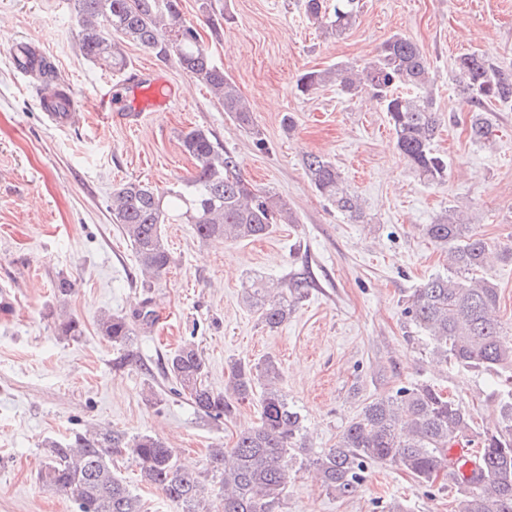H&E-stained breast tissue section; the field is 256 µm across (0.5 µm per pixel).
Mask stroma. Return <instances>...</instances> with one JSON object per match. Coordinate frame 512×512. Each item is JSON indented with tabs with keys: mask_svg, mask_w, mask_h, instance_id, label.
I'll use <instances>...</instances> for the list:
<instances>
[{
	"mask_svg": "<svg viewBox=\"0 0 512 512\" xmlns=\"http://www.w3.org/2000/svg\"><path fill=\"white\" fill-rule=\"evenodd\" d=\"M224 13L211 29L197 0H181L204 48L237 84L253 110L255 133L239 128L209 89L175 59L123 41L126 71L87 59L69 0H0V290L13 307L0 313V512H77L75 500L45 487L39 472L47 441L89 427L152 434L179 461L203 470L210 449L232 445L259 421L246 405L228 421L197 413L163 377L166 357L194 343L207 381L224 389L230 361L274 356L288 401L304 416V457L335 445L363 403L400 386L428 381L491 427L506 393L505 368L485 372L433 362L430 341L404 315L406 301L429 278L446 273V252L422 232L455 208L499 250L512 246V108L486 104L495 129L487 145L469 138L475 108L453 80L460 54L479 51L512 69V0H360L358 19L338 36L309 21L300 0H213ZM416 42L433 77L442 118L434 147L448 159V180L424 183L398 154L385 112L365 96L329 84L297 92V77L342 63L364 66L392 34ZM37 39L58 81L83 93L70 125L48 122L32 83L18 74L8 41ZM175 88L168 109L149 112L134 129L97 118L96 84H119L139 70ZM292 115L293 130L283 126ZM209 129L235 152L247 180L283 197L298 218L249 242L203 239L192 225L167 224L173 263L144 288L134 251L111 221L112 189L128 180L165 191L195 172L178 136ZM261 135L265 149H256ZM315 153L333 161L363 203L360 222L315 190L303 165ZM310 281L287 323L269 331L242 300L249 277ZM74 284L59 301L58 276ZM153 296L158 320L123 346L99 331L106 315H127ZM72 314L82 335H60ZM146 512H177L141 481L131 456L115 464ZM449 477L422 483L405 471L372 466L355 494L323 489L299 468L283 512H453Z\"/></svg>",
	"mask_w": 512,
	"mask_h": 512,
	"instance_id": "obj_1",
	"label": "stroma"
}]
</instances>
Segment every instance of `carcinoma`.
<instances>
[{
    "mask_svg": "<svg viewBox=\"0 0 512 512\" xmlns=\"http://www.w3.org/2000/svg\"><path fill=\"white\" fill-rule=\"evenodd\" d=\"M181 0H73L83 54L115 72L127 67L119 40L137 43L162 58L175 57L179 67L204 84L242 129H254L252 111L231 77L216 65L200 42L197 29L181 19ZM307 17L340 36L358 16L359 0H303ZM454 77L461 93L480 111L472 117L470 139L486 144L488 102L512 105V73L489 56H458ZM334 82L348 93L366 90L379 101L392 127L396 148L421 179L442 183L448 162L434 140L440 113L429 91L430 64L417 43L395 34L362 68L336 65L299 76L296 89L311 95ZM195 175L167 194L139 181L112 189L110 212L129 240L138 264L159 280L173 263L162 225L191 224L201 238L248 241L272 234L298 219L270 190L253 186L241 173L237 154L220 146L213 134L194 127L179 135ZM303 164L324 200L350 219L363 218L336 165L316 154ZM423 232L448 252V273L434 276L407 301L404 314L425 333L431 354L446 362L493 372L512 366V338L497 316L498 283L482 274L490 245L455 209L444 210ZM299 277L270 284L251 277L243 302L269 330L279 328L305 296ZM156 320L154 300L144 298L131 316L109 315L100 331L124 345L134 326L149 328ZM64 336H78L80 321L59 319ZM164 374L178 394L205 416L232 418L244 404L259 408L257 425L236 435L230 448L210 450L207 468L194 472L178 465L161 439L115 431L76 432L45 446L40 479L48 488L72 496L78 512H144L141 500L112 470L113 459L132 455L141 480L161 492L179 512H282L296 456L304 448L303 416L288 403L277 359L230 363L224 392L206 384L207 366L198 348L186 343L168 355ZM472 418L452 398L427 382H417L367 402L341 432L336 446L307 460L322 487L340 497L354 494L374 464L390 465L426 483L451 470L459 496L455 512H512V392L497 407L493 427L480 434L477 447L456 464L448 450L470 442ZM220 477V501L208 497L207 476Z\"/></svg>",
    "mask_w": 512,
    "mask_h": 512,
    "instance_id": "1",
    "label": "carcinoma"
}]
</instances>
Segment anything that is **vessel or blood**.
<instances>
[{"mask_svg":"<svg viewBox=\"0 0 512 512\" xmlns=\"http://www.w3.org/2000/svg\"><path fill=\"white\" fill-rule=\"evenodd\" d=\"M14 67L19 73L40 77L42 52L35 40L14 43L11 50ZM98 115L108 123H139L144 113L167 108L175 97L173 87L160 77L127 80L122 92L96 89ZM39 107L49 121L62 126L69 123L75 109V91L71 84L48 86L38 93Z\"/></svg>","mask_w":512,"mask_h":512,"instance_id":"obj_1","label":"vessel or blood"}]
</instances>
